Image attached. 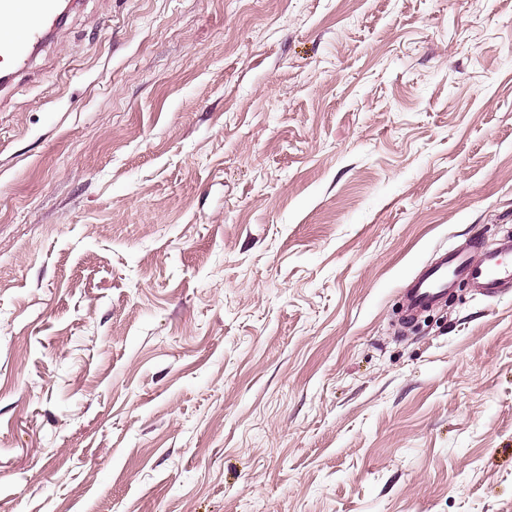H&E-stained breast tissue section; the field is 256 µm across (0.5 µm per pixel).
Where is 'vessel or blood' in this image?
<instances>
[{"label":"vessel or blood","instance_id":"1","mask_svg":"<svg viewBox=\"0 0 512 512\" xmlns=\"http://www.w3.org/2000/svg\"><path fill=\"white\" fill-rule=\"evenodd\" d=\"M79 0H0V80L10 81L63 21L62 5ZM466 280L487 298L512 292V232L479 253L450 249L409 280L403 290L404 324L448 299L457 280Z\"/></svg>","mask_w":512,"mask_h":512}]
</instances>
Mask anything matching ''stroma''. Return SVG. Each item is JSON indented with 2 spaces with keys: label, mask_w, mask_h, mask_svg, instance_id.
Segmentation results:
<instances>
[{
  "label": "stroma",
  "mask_w": 512,
  "mask_h": 512,
  "mask_svg": "<svg viewBox=\"0 0 512 512\" xmlns=\"http://www.w3.org/2000/svg\"><path fill=\"white\" fill-rule=\"evenodd\" d=\"M512 0H81L0 89V512H512ZM512 232L502 235L493 246L482 247L478 257L470 250H445L435 263L426 266L403 288L404 318L412 321L448 300V291L464 279L486 298H500L512 292Z\"/></svg>",
  "instance_id": "stroma-1"
}]
</instances>
